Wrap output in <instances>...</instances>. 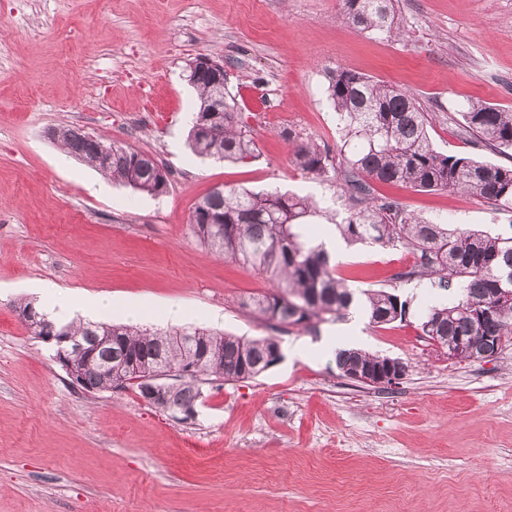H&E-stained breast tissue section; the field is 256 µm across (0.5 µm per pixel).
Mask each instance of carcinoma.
I'll return each mask as SVG.
<instances>
[{"mask_svg": "<svg viewBox=\"0 0 512 512\" xmlns=\"http://www.w3.org/2000/svg\"><path fill=\"white\" fill-rule=\"evenodd\" d=\"M342 2L343 20L359 32L394 41L403 36L395 0ZM326 79L327 100L343 147L348 149L342 162L336 163L329 150L313 141H300L290 131L284 137L295 142L292 162L297 170L336 183V197L346 213L343 222L335 225L336 231L349 244H399L413 252L417 263L399 273L400 280L428 276L438 279L444 289L460 285L448 304L428 308L419 324L422 335L449 349L459 337L471 334L473 312L493 303L496 309L485 319L483 335L499 339L504 349L512 346V236L452 229L425 220L396 200L374 194L370 185L380 181L421 191L465 192L498 210L512 212V167L436 150L429 140L426 113L416 98L401 88L341 67L329 71ZM461 118L460 135L499 154L512 152V108L470 101ZM54 139L114 181L151 196L165 193L160 164L152 156L120 144L112 152V161L106 163L99 155V138L76 127L56 130ZM188 141L200 157L227 161L256 158L252 128L229 92L224 94L222 117L210 122L202 135L189 133ZM206 212L224 215V223L216 227L202 223L200 217ZM313 212L309 199L294 194L229 188L221 195L211 192L195 204L191 227L216 253L275 283L277 292L252 296L242 303L253 314L304 329L328 315H343L358 307L374 326L398 320L397 311H405L408 305L398 294L383 288L359 291L336 277L323 244L302 233L305 218ZM22 322L39 338L53 333L88 337L93 342L110 336L112 349L103 348L96 354L104 363L161 355L168 368L182 372L180 380L152 403L167 413L197 401L199 375L242 381L261 374L272 358L280 356V344L269 337L245 339L197 328L158 333L101 322L57 325L40 318ZM187 334L199 335L208 350L199 368L192 352L179 340ZM383 359V355L345 349L336 354V365L346 376L360 368L375 370ZM70 361L82 378L83 390H112L113 378L89 367L86 353L73 351Z\"/></svg>", "mask_w": 512, "mask_h": 512, "instance_id": "1", "label": "carcinoma"}]
</instances>
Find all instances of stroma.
<instances>
[{"instance_id":"obj_1","label":"stroma","mask_w":512,"mask_h":512,"mask_svg":"<svg viewBox=\"0 0 512 512\" xmlns=\"http://www.w3.org/2000/svg\"><path fill=\"white\" fill-rule=\"evenodd\" d=\"M342 0H0V512H512V347L484 362L449 359L423 336L428 307L447 303L431 279L398 281L415 263L401 246L336 244V273L357 288L395 289L405 320L345 318L313 328L245 314L275 285L215 257L190 228L215 187L278 188L312 197L316 241L335 239L334 184L296 170L292 128L337 149L326 73L344 67L411 92L433 146L496 165L512 158L458 134L471 100L512 107V0H397L407 31L393 42L357 32ZM223 61L227 86L252 87L257 148L247 162L194 155L187 134L197 56ZM76 126L153 156L170 173L154 198L111 183L78 158L60 164L49 129ZM427 220L512 236V212L460 193L377 183ZM51 281L82 296L147 300L141 322L306 346L259 376L202 383L195 419L150 406L133 389L72 385L52 344L16 309ZM333 336L404 359L406 378L379 389L343 377L315 350Z\"/></svg>"}]
</instances>
